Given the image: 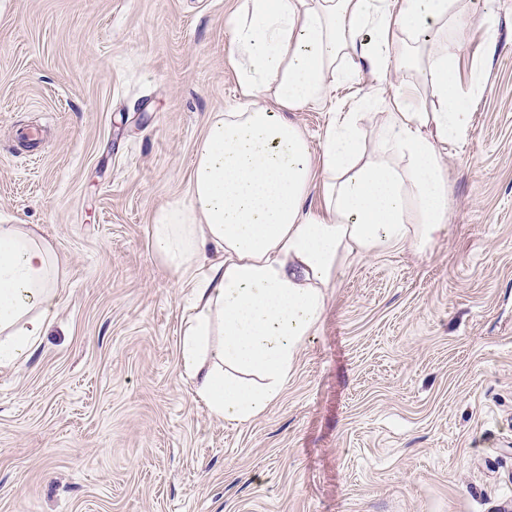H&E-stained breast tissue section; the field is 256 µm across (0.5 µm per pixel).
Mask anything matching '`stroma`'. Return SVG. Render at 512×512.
<instances>
[{
    "label": "stroma",
    "instance_id": "obj_1",
    "mask_svg": "<svg viewBox=\"0 0 512 512\" xmlns=\"http://www.w3.org/2000/svg\"><path fill=\"white\" fill-rule=\"evenodd\" d=\"M240 2L0 0V224L61 258L51 327L0 368V512H512V0H465L446 232L347 258L244 424L184 375L190 291L150 236L241 102Z\"/></svg>",
    "mask_w": 512,
    "mask_h": 512
}]
</instances>
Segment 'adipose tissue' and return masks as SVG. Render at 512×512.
<instances>
[{"label": "adipose tissue", "instance_id": "adipose-tissue-1", "mask_svg": "<svg viewBox=\"0 0 512 512\" xmlns=\"http://www.w3.org/2000/svg\"><path fill=\"white\" fill-rule=\"evenodd\" d=\"M470 20L459 0H242L231 16L243 102L211 117L187 199L151 229L191 289L181 366L214 414L244 423L281 397L345 259L423 251L446 230L440 148L468 136L478 85L462 79L454 51ZM343 57L349 68H337ZM394 65L418 80L394 85L393 111L373 113L372 97H360L332 114L312 154L285 110L321 106L332 84L364 72L386 80ZM422 84L431 105L418 102ZM365 119L378 128L366 145ZM211 249L220 262L207 263ZM58 263L51 244L0 225V367L26 362L50 327Z\"/></svg>", "mask_w": 512, "mask_h": 512}]
</instances>
